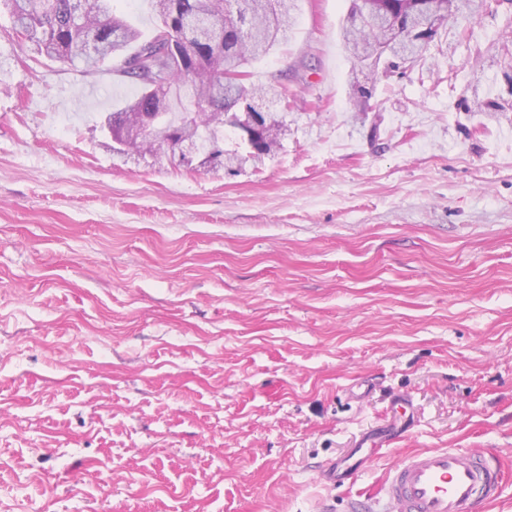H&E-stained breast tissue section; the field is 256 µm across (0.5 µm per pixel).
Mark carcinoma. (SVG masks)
Instances as JSON below:
<instances>
[{
	"instance_id": "cac0c4a2",
	"label": "carcinoma",
	"mask_w": 512,
	"mask_h": 512,
	"mask_svg": "<svg viewBox=\"0 0 512 512\" xmlns=\"http://www.w3.org/2000/svg\"><path fill=\"white\" fill-rule=\"evenodd\" d=\"M159 23L153 34L142 38L141 31L130 20L114 11L112 0H53L49 11L38 0H4L15 18V29L25 33L24 40L41 52L64 63L83 62L85 71L97 70L110 62L109 71L139 87L136 97L112 115H136L163 112L176 116L182 112L198 113L193 127L171 123L167 138L201 137L209 133L224 140V114L235 111L242 98L256 101L264 98L288 99L290 90L283 75L272 74L265 84L251 81L247 67L267 56L293 25L295 0H152ZM455 22H470L479 8L476 0H451ZM365 0H353L342 26L344 49L372 76L388 77L406 68L432 48L439 46L441 25L432 19L428 0H396L388 23L371 24L364 16ZM201 14L220 21L224 36L217 48L198 39L191 41V53L171 56L166 65L168 83L166 101L158 106L149 84L130 67L135 62L145 68L154 60L168 55L163 36L175 43L188 38L185 21ZM103 51L91 57L86 52L89 42ZM229 74L238 76L236 84L224 89V96L214 98L211 91L221 86ZM281 147L280 138L259 133L255 142L256 163L274 155ZM161 145L145 138L133 141L124 153L147 152L161 157Z\"/></svg>"
}]
</instances>
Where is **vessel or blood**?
Here are the masks:
<instances>
[{
	"mask_svg": "<svg viewBox=\"0 0 512 512\" xmlns=\"http://www.w3.org/2000/svg\"><path fill=\"white\" fill-rule=\"evenodd\" d=\"M368 456L360 450L355 462L329 463L327 482L344 485ZM503 493L501 464L480 450L436 448L407 455L387 474L379 495L348 498L346 512H485Z\"/></svg>",
	"mask_w": 512,
	"mask_h": 512,
	"instance_id": "obj_1",
	"label": "vessel or blood"
}]
</instances>
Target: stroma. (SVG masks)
<instances>
[{"label":"stroma","mask_w":512,"mask_h":512,"mask_svg":"<svg viewBox=\"0 0 512 512\" xmlns=\"http://www.w3.org/2000/svg\"><path fill=\"white\" fill-rule=\"evenodd\" d=\"M350 6L297 0L252 66L295 96L282 146L233 172L113 153L137 87L0 6V512H345L428 448L512 470V0L362 112ZM399 399L407 436L324 483Z\"/></svg>","instance_id":"stroma-1"}]
</instances>
